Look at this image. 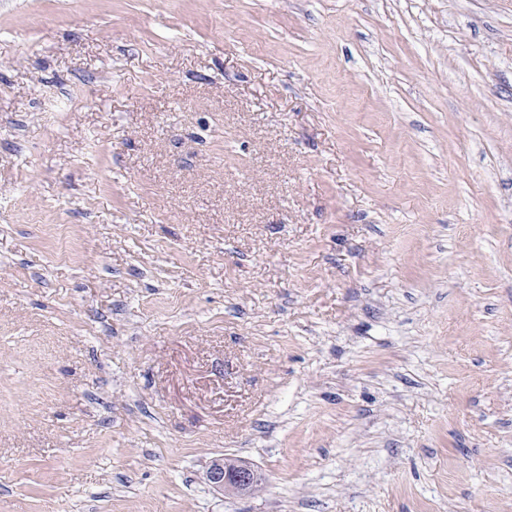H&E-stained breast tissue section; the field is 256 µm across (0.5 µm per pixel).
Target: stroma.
<instances>
[{
	"label": "stroma",
	"instance_id": "1",
	"mask_svg": "<svg viewBox=\"0 0 512 512\" xmlns=\"http://www.w3.org/2000/svg\"><path fill=\"white\" fill-rule=\"evenodd\" d=\"M0 512H512V0H0ZM207 479L213 487L234 495H247L262 480L259 472L247 464L224 466L215 460L207 471Z\"/></svg>",
	"mask_w": 512,
	"mask_h": 512
}]
</instances>
